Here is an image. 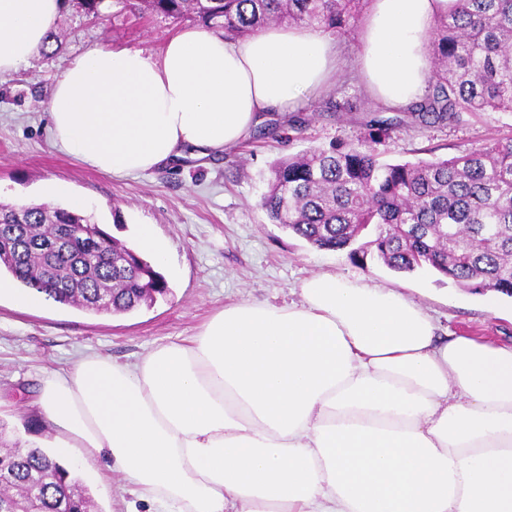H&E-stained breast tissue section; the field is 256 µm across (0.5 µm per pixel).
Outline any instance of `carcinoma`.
<instances>
[{
	"label": "carcinoma",
	"mask_w": 512,
	"mask_h": 512,
	"mask_svg": "<svg viewBox=\"0 0 512 512\" xmlns=\"http://www.w3.org/2000/svg\"><path fill=\"white\" fill-rule=\"evenodd\" d=\"M226 38L270 22L342 33L361 0H141ZM425 94L404 108L414 122L444 124L462 112H512V0H453L433 27ZM374 117L353 145L333 142L276 161L260 207L309 245L369 256L390 270L432 271L475 293L512 296V140L478 144L446 159L382 164ZM0 273L88 313L127 314L169 291L164 277L76 209L0 203ZM85 228L57 248V225ZM110 241V259L97 248ZM90 512L87 488L42 448L0 451V512Z\"/></svg>",
	"instance_id": "cac0c4a2"
}]
</instances>
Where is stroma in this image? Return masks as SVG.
Returning <instances> with one entry per match:
<instances>
[{"label":"stroma","instance_id":"1","mask_svg":"<svg viewBox=\"0 0 512 512\" xmlns=\"http://www.w3.org/2000/svg\"><path fill=\"white\" fill-rule=\"evenodd\" d=\"M183 26L143 10L138 0H112L97 19L69 4L57 25V54H36L19 74L0 82V202L65 206L76 197L118 241L129 242L140 225L149 224L169 253L161 269L167 295L131 313L92 315L46 297L20 308L0 297V423L9 442L31 446L52 439L50 427L34 433L26 423L35 417L42 379L81 355L137 361L156 345L196 336L224 304L284 303L304 279L321 272L399 289L449 332L512 341L511 297H501L490 311L482 295L433 272L399 275L373 259L354 263L347 252L309 246L271 223L259 206L276 160L363 138L374 99L357 76L361 20L340 34L342 65L325 92L298 102L290 116L268 113L223 154L189 155L137 175L112 176L55 146L46 105L75 56L94 46L155 53ZM336 100L349 102L351 111L332 109ZM383 117L389 136L376 149L392 164L449 157L478 143L512 138V115L501 112H464L456 122L430 126L412 124L401 112ZM69 468L88 487L93 512H126L131 496L120 473L102 483L78 463Z\"/></svg>","mask_w":512,"mask_h":512}]
</instances>
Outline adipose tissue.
<instances>
[{"instance_id": "ef3b65f1", "label": "adipose tissue", "mask_w": 512, "mask_h": 512, "mask_svg": "<svg viewBox=\"0 0 512 512\" xmlns=\"http://www.w3.org/2000/svg\"><path fill=\"white\" fill-rule=\"evenodd\" d=\"M450 0H371L358 62L390 108L424 93ZM63 0H0V78L28 66ZM339 41L272 25L188 26L159 53L96 46L48 101L55 145L102 172L224 151L263 113L324 92ZM285 305L230 303L192 344L82 358L36 409L54 458L119 471L147 512H512V345L440 336L395 288L323 272Z\"/></svg>"}]
</instances>
